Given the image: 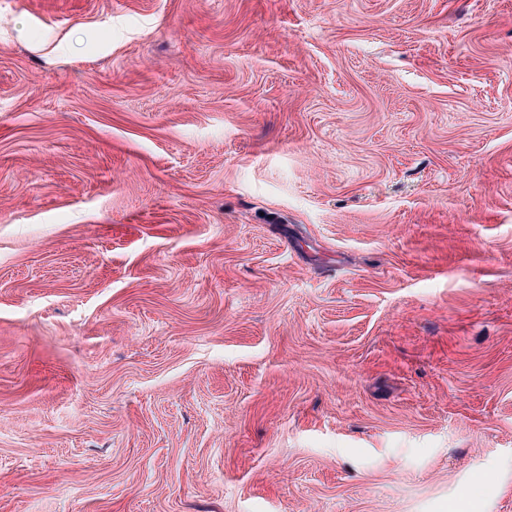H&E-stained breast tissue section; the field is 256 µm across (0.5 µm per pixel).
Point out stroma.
I'll return each mask as SVG.
<instances>
[{
  "label": "stroma",
  "mask_w": 512,
  "mask_h": 512,
  "mask_svg": "<svg viewBox=\"0 0 512 512\" xmlns=\"http://www.w3.org/2000/svg\"><path fill=\"white\" fill-rule=\"evenodd\" d=\"M512 512V0H0V512Z\"/></svg>",
  "instance_id": "obj_1"
}]
</instances>
